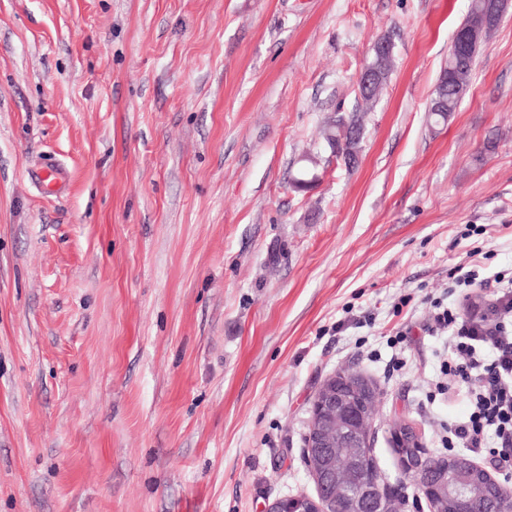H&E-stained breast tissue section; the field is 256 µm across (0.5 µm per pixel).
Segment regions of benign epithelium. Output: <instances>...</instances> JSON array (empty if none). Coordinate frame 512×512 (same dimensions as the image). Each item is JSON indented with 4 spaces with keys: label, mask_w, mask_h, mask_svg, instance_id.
<instances>
[{
    "label": "benign epithelium",
    "mask_w": 512,
    "mask_h": 512,
    "mask_svg": "<svg viewBox=\"0 0 512 512\" xmlns=\"http://www.w3.org/2000/svg\"><path fill=\"white\" fill-rule=\"evenodd\" d=\"M488 17H483L453 36L457 50L467 55L477 42L485 37ZM376 79V69L364 67L356 81L357 94H368ZM377 397L373 383L362 376L347 377L342 372L327 377L313 395L310 402V417L303 438L304 459L316 488L336 484V472L323 475L317 472L319 457L326 449L335 448L336 443L356 444L364 439L365 432L374 424V414L370 412L371 400ZM399 486L412 484L414 488L413 504L421 509V504H431L436 497L457 495L461 489L451 482L440 488L431 486L421 474L414 461L405 458L398 464ZM396 489H389L376 480L353 489L351 499L353 512H390ZM303 501L308 512H331L327 501L321 497L295 495L279 498L272 502L267 512H294L282 509L280 505L288 501Z\"/></svg>",
    "instance_id": "1"
}]
</instances>
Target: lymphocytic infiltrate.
Segmentation results:
<instances>
[{"instance_id":"1","label":"lymphocytic infiltrate","mask_w":512,"mask_h":512,"mask_svg":"<svg viewBox=\"0 0 512 512\" xmlns=\"http://www.w3.org/2000/svg\"><path fill=\"white\" fill-rule=\"evenodd\" d=\"M460 302L433 304L435 330L447 333V358L441 365L438 393L447 385L464 389L466 415L443 428V447L462 448L490 465L512 486V290L485 304L471 302L478 285L475 271L456 278Z\"/></svg>"}]
</instances>
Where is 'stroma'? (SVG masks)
Wrapping results in <instances>:
<instances>
[{
    "mask_svg": "<svg viewBox=\"0 0 512 512\" xmlns=\"http://www.w3.org/2000/svg\"><path fill=\"white\" fill-rule=\"evenodd\" d=\"M468 5L0 0V512L314 495L310 401L340 370L378 388L382 483L392 421L442 455L465 400L426 398L431 301L463 265L487 296L512 277V4L427 114ZM384 34L358 164L296 191ZM473 65L470 66L468 56L459 57L451 45L447 63L441 71L437 87L429 103L431 105L435 97H439L443 102L441 112H430V119H433L435 123L441 119L446 122L448 116L455 112L462 99L459 94L468 85Z\"/></svg>",
    "mask_w": 512,
    "mask_h": 512,
    "instance_id": "35a3bbf8",
    "label": "stroma"
}]
</instances>
